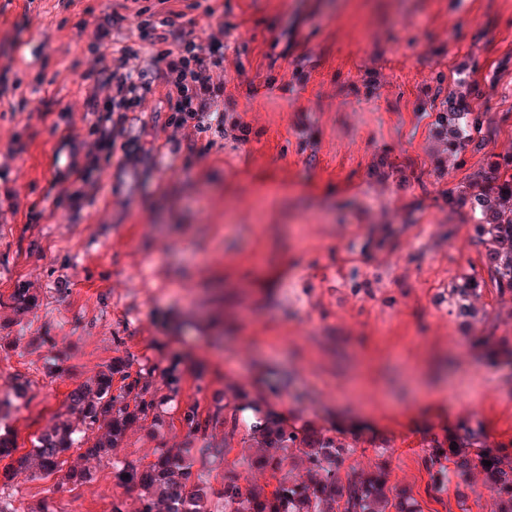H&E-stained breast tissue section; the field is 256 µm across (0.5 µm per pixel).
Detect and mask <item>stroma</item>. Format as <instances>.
Segmentation results:
<instances>
[{
  "mask_svg": "<svg viewBox=\"0 0 512 512\" xmlns=\"http://www.w3.org/2000/svg\"><path fill=\"white\" fill-rule=\"evenodd\" d=\"M200 3L166 0L156 44L136 0H0V399L28 382L7 415L17 447L113 357L162 368L177 355L183 400L242 388L296 423L358 433L349 467L386 464L421 512H461L454 492L433 497L420 457L460 427L512 442V309L486 288L490 318L467 328L448 298L461 274L484 273L458 193L512 145V0ZM100 25L109 49L138 51L130 66L152 91L125 124L139 155L104 163L72 207L57 177L90 141ZM218 31L231 129L167 125L171 87L150 51ZM467 60L486 143L441 175L431 128ZM19 287L36 297L22 313L7 303ZM183 439L177 424L135 426L91 480L57 493L20 472L4 497L21 512H111L138 496L115 465ZM254 454L235 437L203 473L274 487Z\"/></svg>",
  "mask_w": 512,
  "mask_h": 512,
  "instance_id": "1",
  "label": "stroma"
}]
</instances>
